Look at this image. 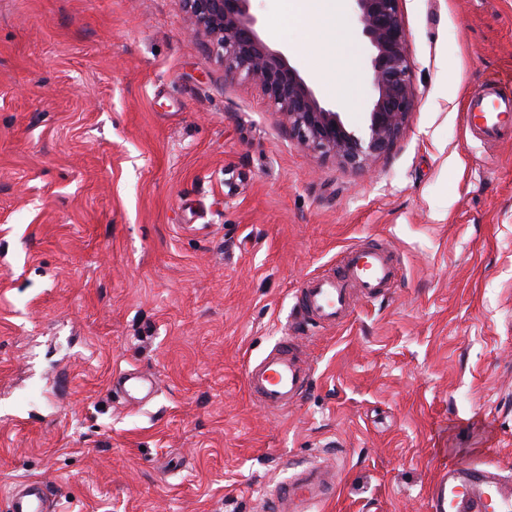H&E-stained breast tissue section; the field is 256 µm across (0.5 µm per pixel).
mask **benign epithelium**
<instances>
[{
    "mask_svg": "<svg viewBox=\"0 0 512 512\" xmlns=\"http://www.w3.org/2000/svg\"><path fill=\"white\" fill-rule=\"evenodd\" d=\"M197 33L224 61L227 76L258 85L297 140L322 156L364 168L387 152L415 110L407 53L408 34L399 0H353L356 22L371 48L375 95L364 126L353 129L321 104L280 51L261 37L251 0H182Z\"/></svg>",
    "mask_w": 512,
    "mask_h": 512,
    "instance_id": "obj_1",
    "label": "benign epithelium"
}]
</instances>
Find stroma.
<instances>
[{
	"label": "stroma",
	"mask_w": 512,
	"mask_h": 512,
	"mask_svg": "<svg viewBox=\"0 0 512 512\" xmlns=\"http://www.w3.org/2000/svg\"><path fill=\"white\" fill-rule=\"evenodd\" d=\"M416 108L355 169L298 143L227 78L181 0H0V502L42 479L60 512H262L293 463L338 470L325 512H427L451 463L512 478V142L465 124L512 95V0H400ZM308 85L297 0H252ZM350 127L374 97L352 8ZM387 244L399 282L299 344L282 410L245 370L290 335L298 288ZM155 397L114 394L116 371ZM501 79L486 78L466 104V123L483 144L512 141V96L502 92ZM112 389L119 391L132 403H143L152 399L156 391L154 379L136 369L119 372L112 383Z\"/></svg>",
	"instance_id": "stroma-1"
}]
</instances>
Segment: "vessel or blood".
Returning a JSON list of instances; mask_svg holds the SVG:
<instances>
[{"instance_id": "b4317fda", "label": "vessel or blood", "mask_w": 512, "mask_h": 512, "mask_svg": "<svg viewBox=\"0 0 512 512\" xmlns=\"http://www.w3.org/2000/svg\"><path fill=\"white\" fill-rule=\"evenodd\" d=\"M466 123L484 144L512 141V96L499 78H486L466 104ZM397 281L391 251L384 243L345 251L335 272L309 278L295 295L303 321L333 327L347 315L354 295L374 299ZM311 381L296 337L285 336L260 361L248 365L245 383L263 407L279 410L298 401ZM133 403L152 399L154 379L138 370L119 372L113 384ZM336 492V469L325 463L297 466L285 482L267 490L265 512H317ZM6 512H58L47 483L16 482L7 495ZM428 512H512V483L491 462L452 464L440 469L428 498Z\"/></svg>"}]
</instances>
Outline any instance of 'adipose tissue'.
Wrapping results in <instances>:
<instances>
[{"mask_svg": "<svg viewBox=\"0 0 512 512\" xmlns=\"http://www.w3.org/2000/svg\"><path fill=\"white\" fill-rule=\"evenodd\" d=\"M303 11L317 36L314 76L330 97L341 94V75L351 67V55L343 47L338 33L340 0H302Z\"/></svg>", "mask_w": 512, "mask_h": 512, "instance_id": "1", "label": "adipose tissue"}]
</instances>
